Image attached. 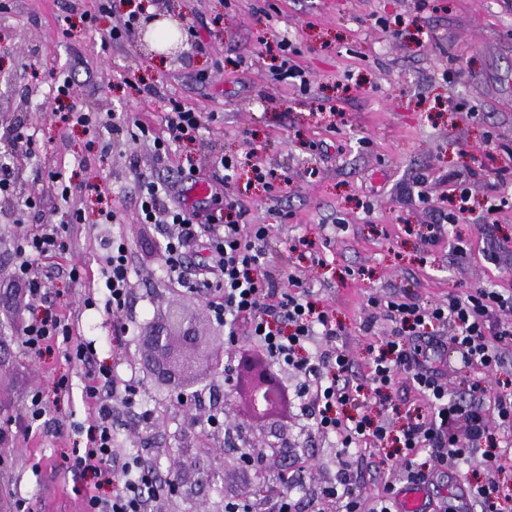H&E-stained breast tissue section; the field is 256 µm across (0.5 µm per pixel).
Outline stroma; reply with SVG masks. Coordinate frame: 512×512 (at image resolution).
<instances>
[{
    "label": "stroma",
    "mask_w": 512,
    "mask_h": 512,
    "mask_svg": "<svg viewBox=\"0 0 512 512\" xmlns=\"http://www.w3.org/2000/svg\"><path fill=\"white\" fill-rule=\"evenodd\" d=\"M180 12L207 51L188 45L174 62L147 55L136 41L102 45L100 34L116 25L101 18L95 35L64 38L60 0H12L0 17V153L12 132L35 129L41 150L17 158L27 172L13 197L0 198V423L29 427L27 437L0 443V512H82L72 474L61 466L83 421L81 391L87 368L64 349L42 359L20 345L27 308L24 285L15 276L17 236L33 219L20 202L30 192L45 198L43 223L60 221L53 185L31 182V174L61 171L78 191L73 204L84 221L66 226L69 253L34 264L37 274L56 272L59 294L53 307L76 312L86 339L100 344L98 358L119 378L141 373V399L154 414L149 435L134 431L136 410L112 397L113 430L124 456L148 459L159 474L172 461L189 460L203 479L192 495L163 496L152 512H224V502L247 496L256 479L240 460L245 443H260L257 430L224 433L205 427L215 410L231 405L222 370L203 368L192 389V405L145 373L139 336L168 307L193 315L202 335L219 342L218 324L205 299L166 272L161 244L164 227L138 216L140 175L163 176L193 157L199 179L211 180L220 157L250 158L227 188L246 208L248 224L272 227L267 269H288L307 280L333 309L340 342L366 372L373 347L388 331L378 322L365 331L369 293L409 292L437 301L467 287L512 289V206L497 216L492 235L481 231L492 193L512 197V175L496 185L489 142L512 144V0H158ZM288 41L304 80L284 79L279 66ZM71 76L80 101L99 116L87 132L63 124L49 99L51 74ZM145 76L155 94L131 87ZM473 106V115L451 109L449 99ZM208 116L192 143L158 155L152 140L130 141L113 132L111 116L162 130L169 100ZM468 167L485 174L470 185V221L446 227L443 241L422 242L439 211L450 209L439 189L429 200L405 194L416 179L436 183ZM112 199L115 223H102L98 193ZM128 245L131 304L128 332L117 330L103 307L85 309L87 296H100L105 245L112 237ZM470 245L465 261L449 246ZM312 241L322 265L291 249ZM82 276L69 281L72 264ZM69 380L65 393L48 391L50 376ZM45 391L50 416L29 425L28 406ZM283 426L288 455L270 463L266 478L278 484L288 472L303 510L336 478L334 438L317 434L306 419L289 413Z\"/></svg>",
    "instance_id": "stroma-1"
}]
</instances>
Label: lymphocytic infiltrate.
Returning a JSON list of instances; mask_svg holds the SVG:
<instances>
[{
    "mask_svg": "<svg viewBox=\"0 0 512 512\" xmlns=\"http://www.w3.org/2000/svg\"><path fill=\"white\" fill-rule=\"evenodd\" d=\"M56 110L63 123L96 128L97 118L78 99L73 81L58 76L51 81ZM205 123L200 113L170 101L164 134L151 136L139 125L141 136L153 139L158 154L195 140ZM240 165L220 159L223 175L212 188V207L186 210L178 200V181H138V216L146 223L164 218L165 262L178 284L200 293L216 319L224 325V382L236 386L242 363L252 362L293 370L301 383L293 393L312 428L332 436L342 468L325 487L316 512H397L398 481H386L375 495H367L349 467L356 454L375 456L386 450L387 464L402 472L407 482L420 483L448 467L479 463L482 480L473 483L472 500L480 512H512V485L495 476L497 458L512 453V385L501 382L488 390L482 379L469 382L463 394H451L439 363L454 349L465 367H478L484 376L512 362V289L471 288L448 298L424 303L408 294L372 296L364 328L385 321L390 332L371 355L365 375L352 373L354 356L337 346L336 322L329 306L319 303L314 289L288 274L285 281L265 270L272 227L247 224L240 201L226 196L224 187ZM474 171H454L447 179L455 208L439 212L428 225L423 241L435 245L445 223L469 219V185ZM205 254L193 275H186L184 258L196 247ZM54 224L24 231L17 245L16 276L27 288L30 310L23 319L22 345L28 356H40L53 345L65 346L72 360L90 365L82 399L88 408L79 430L88 444L64 459L68 471L82 478L78 491L84 512H149L160 492L170 491L174 478L158 479L144 460L119 456L112 431V390L123 387L126 404H135L138 384L118 382L111 365L97 361L94 341L76 338V322L66 315L43 316L38 309L47 297V284L31 272L34 261L68 251ZM103 270L102 299L85 298V308L103 304L114 319H122L130 301L128 247L113 238ZM324 347L309 352L315 339ZM406 379L424 402V409L407 410V421L392 429L370 414L371 405L386 406L399 379ZM116 485L111 496H101L105 485ZM259 501L270 512H298L287 476L278 484L256 483L251 497L227 504L226 512H254Z\"/></svg>",
    "mask_w": 512,
    "mask_h": 512,
    "instance_id": "lymphocytic-infiltrate-1",
    "label": "lymphocytic infiltrate"
}]
</instances>
